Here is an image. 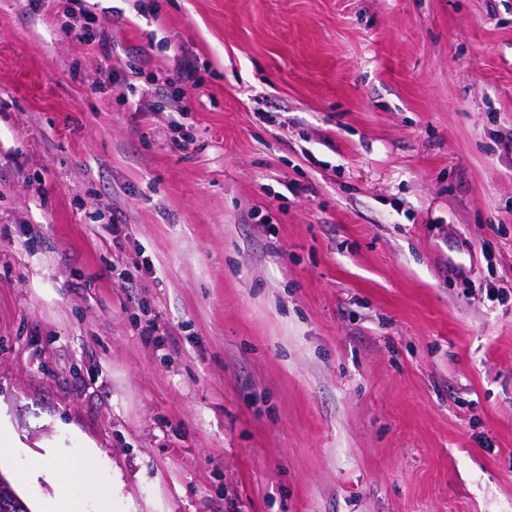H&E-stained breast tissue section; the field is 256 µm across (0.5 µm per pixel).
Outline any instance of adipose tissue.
<instances>
[{"label":"adipose tissue","mask_w":512,"mask_h":512,"mask_svg":"<svg viewBox=\"0 0 512 512\" xmlns=\"http://www.w3.org/2000/svg\"><path fill=\"white\" fill-rule=\"evenodd\" d=\"M63 467L62 449L48 448L36 459L29 461L23 472V479L30 483L43 473L51 477L54 495L45 500L43 512H85L86 492L72 478L61 477Z\"/></svg>","instance_id":"obj_1"}]
</instances>
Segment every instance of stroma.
Segmentation results:
<instances>
[{
  "label": "stroma",
  "instance_id": "obj_1",
  "mask_svg": "<svg viewBox=\"0 0 512 512\" xmlns=\"http://www.w3.org/2000/svg\"><path fill=\"white\" fill-rule=\"evenodd\" d=\"M65 6L0 0L30 512H512V0H99L109 76ZM43 450L44 453L29 461L23 472V479L28 483H32L42 473L52 478L54 496L44 501L42 512H86V492L83 487L72 478H62L60 475L61 469L66 466V463H63V449Z\"/></svg>",
  "mask_w": 512,
  "mask_h": 512
}]
</instances>
